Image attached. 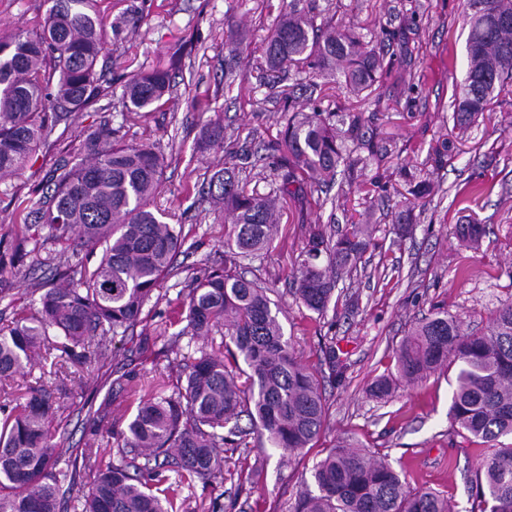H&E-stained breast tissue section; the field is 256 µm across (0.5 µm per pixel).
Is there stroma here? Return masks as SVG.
I'll list each match as a JSON object with an SVG mask.
<instances>
[{
  "instance_id": "35a3bbf8",
  "label": "stroma",
  "mask_w": 512,
  "mask_h": 512,
  "mask_svg": "<svg viewBox=\"0 0 512 512\" xmlns=\"http://www.w3.org/2000/svg\"><path fill=\"white\" fill-rule=\"evenodd\" d=\"M320 17L357 27L391 63L376 95L361 99L346 89L326 90L321 106L362 112L378 142L376 157L359 164L357 179L312 188L302 199L280 203L277 234L259 257L241 260L246 277L266 288L280 307L279 320L296 355L322 377L328 406L316 444L289 457L275 448L224 451L223 480L183 485L184 512H291L311 483L313 464L346 441L387 458L410 487L447 494L454 512H468V469L481 447L455 433L448 409L453 377L438 372L400 385L378 399L370 387L393 372L392 352L419 318L438 311L460 316L478 331L491 310L512 298V87L499 95L465 133L452 113L467 70L464 0H300ZM107 15L105 78L112 85L108 112L73 113L54 131L57 145L40 149L27 169L0 178V236L26 231L32 200L43 196L47 176L80 145L89 127L110 121L129 145L153 144L164 152L163 186L151 209L180 225L184 244L175 255L141 321L108 345L106 365L77 369L62 360L34 357L29 376L59 389L63 409L56 439L102 461H118L117 441L86 425L92 407L107 422L126 426L139 398L137 384L185 382L187 358L213 352L219 338H179L180 311L192 280L223 264L224 211L201 189L223 169L227 152L247 192L272 194L282 170L271 149L284 126L281 91L266 76V37L285 10L284 0H102ZM248 34L234 80H226L230 31ZM180 59L169 102L153 112H130L123 86L132 74ZM213 119L224 124V146L202 150L200 137ZM427 174L432 191L414 210L411 234L396 235L394 206L405 190L402 170ZM373 226L372 241L356 268L337 278L334 309L320 316L295 301L292 271L308 229L325 224L345 230L355 216ZM484 225L479 248L460 243L455 227ZM40 247L16 273L0 275L10 296L0 300V327L39 306V288L63 262L60 245L40 230ZM335 347L343 366L333 380L325 358Z\"/></svg>"
}]
</instances>
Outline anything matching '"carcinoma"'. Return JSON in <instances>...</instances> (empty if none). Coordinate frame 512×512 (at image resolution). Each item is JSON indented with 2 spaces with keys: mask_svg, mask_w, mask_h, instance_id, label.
<instances>
[{
  "mask_svg": "<svg viewBox=\"0 0 512 512\" xmlns=\"http://www.w3.org/2000/svg\"><path fill=\"white\" fill-rule=\"evenodd\" d=\"M38 28L22 25L0 37V175L23 170L57 123L108 95L99 59L106 51V25L99 0H48ZM468 69L453 112L454 126L467 129L512 85V0H466ZM270 75L284 65L317 88L329 78L359 97L372 92L389 64L351 27L327 20L320 25L296 4H288L266 40ZM168 70L140 72L124 86L129 112L164 105ZM282 133L287 171L276 188L293 196L309 181L328 182L339 166L350 178L358 160L347 143L374 151L358 112L341 116L340 130L315 104L306 112L288 103ZM203 148L224 144V125L210 123ZM85 158L54 179L48 205L35 202L29 216L47 226L56 241L79 256L55 271L57 283L43 285L40 308L0 328V380L19 374L35 351L58 354L77 366L97 363L109 335L135 325L182 246L181 228L165 224L150 209L161 186L165 156L153 145H126L106 123L89 130L80 145ZM207 194L224 202L231 225L226 247L230 266L196 278L185 296L186 325L179 335L221 333L220 352H204L186 366V385L170 395L158 384L140 399L135 416L117 433L120 463L103 465L91 453L77 458L54 443L53 422L62 408L50 387H25L10 408L0 406V512H65L63 486L77 462L96 469L82 491V512H182L177 497L160 499L152 488L211 481L223 474V448H278L290 455L320 435L326 403L318 377L296 356L284 336L267 290L237 270L235 257L264 251L278 224L275 200L248 193L236 164L213 174ZM412 201L401 202L394 230L412 232ZM481 224H458V240L477 248ZM35 235L0 239V272L28 254ZM371 242L367 224L332 241L319 224L311 227L294 273L295 300L323 315L332 301L333 271L357 262ZM103 247L92 264L89 254ZM327 265H320L321 256ZM395 373L374 381L377 398L397 382L413 384L443 370H455L449 417L459 434L486 449L470 475V512H512V299L492 310L475 334L445 311L416 321L393 350ZM246 368H241V365ZM246 424H241L242 418ZM293 512H451L448 496L411 489L387 459L342 443L311 470Z\"/></svg>",
  "mask_w": 512,
  "mask_h": 512,
  "instance_id": "cac0c4a2",
  "label": "carcinoma"
}]
</instances>
